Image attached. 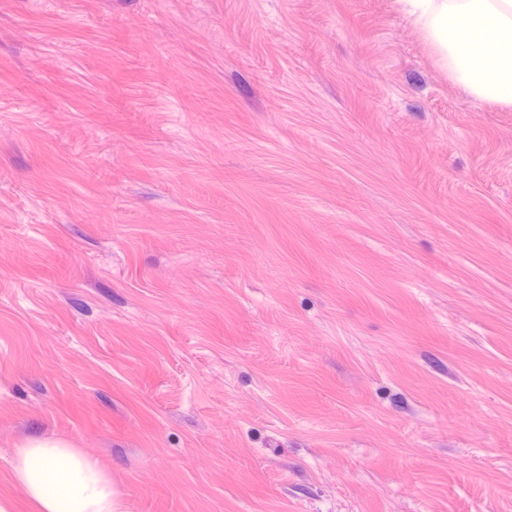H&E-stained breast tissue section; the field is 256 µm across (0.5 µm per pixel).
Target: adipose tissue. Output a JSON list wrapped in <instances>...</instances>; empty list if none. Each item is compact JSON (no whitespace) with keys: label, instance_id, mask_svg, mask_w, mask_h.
Segmentation results:
<instances>
[{"label":"adipose tissue","instance_id":"obj_1","mask_svg":"<svg viewBox=\"0 0 512 512\" xmlns=\"http://www.w3.org/2000/svg\"><path fill=\"white\" fill-rule=\"evenodd\" d=\"M447 34L438 51L449 79L488 102L512 107V0H443ZM12 480L33 512H120L108 471L61 440L14 449Z\"/></svg>","mask_w":512,"mask_h":512}]
</instances>
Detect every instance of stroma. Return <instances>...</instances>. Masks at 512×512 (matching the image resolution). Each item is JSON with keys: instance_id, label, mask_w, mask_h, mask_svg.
Masks as SVG:
<instances>
[{"instance_id": "stroma-1", "label": "stroma", "mask_w": 512, "mask_h": 512, "mask_svg": "<svg viewBox=\"0 0 512 512\" xmlns=\"http://www.w3.org/2000/svg\"><path fill=\"white\" fill-rule=\"evenodd\" d=\"M396 0H0V495L512 512V108ZM11 476L33 512H122L109 472L61 440H30L14 448Z\"/></svg>"}]
</instances>
